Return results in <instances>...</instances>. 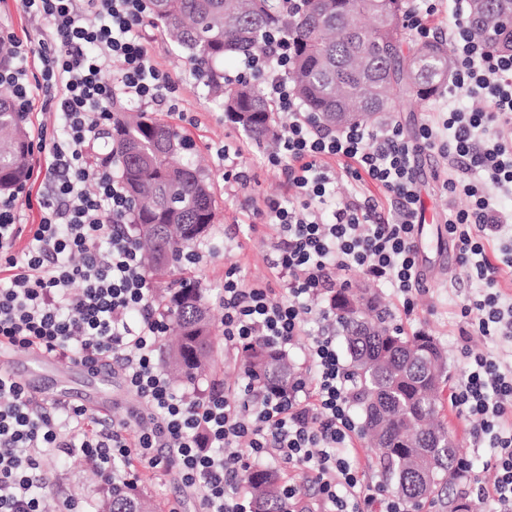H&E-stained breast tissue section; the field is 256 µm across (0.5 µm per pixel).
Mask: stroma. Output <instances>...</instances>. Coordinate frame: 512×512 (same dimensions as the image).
<instances>
[{"instance_id": "obj_1", "label": "stroma", "mask_w": 512, "mask_h": 512, "mask_svg": "<svg viewBox=\"0 0 512 512\" xmlns=\"http://www.w3.org/2000/svg\"><path fill=\"white\" fill-rule=\"evenodd\" d=\"M14 33L18 40L35 43L42 37L43 24L30 17L22 8L21 0H0V29ZM152 55L161 71L183 82L176 92L177 111H168L166 105L147 106L149 115L160 117L179 127L190 136L201 158L204 173L209 178L217 198L215 220L203 243L207 250L194 264L193 276L203 290L210 309L213 325H220L224 310L218 303V292L224 286V274L230 266H237L249 280L258 281L269 276L265 255L269 246V231L259 225L255 210L263 199L284 194L282 177L263 166L264 146L251 140L224 115L217 102L207 93L201 82L190 74L191 64L183 53L169 41L161 30H154ZM240 149V164L249 177L247 185L230 190L224 181V167L216 152L223 147ZM419 190L423 222L417 236L420 266L423 273L422 290L415 296V308L405 313L393 288L372 282L357 270L346 272L350 282L359 283L375 292L386 308L393 324L401 326L406 334L428 333L445 349L448 379L456 381L462 368V353L495 350L503 343L501 337L473 335L462 337L460 308L466 298L482 292V285L472 278L467 266L458 260L445 221L449 207H467L466 197L448 199L440 190V179L448 171V162L436 153H425L417 159ZM217 366L210 378L211 385L223 390L229 400L242 398L247 377L239 364V353L224 345L215 348ZM59 377L69 379L72 387L90 393L107 408L106 419L122 420L130 407L120 368H113L107 382H99L68 365L56 364ZM442 420L459 440L473 469L470 475L456 481L449 499L428 504L427 512H450L449 501L467 505L470 512H487L480 502V484L488 482L486 465L493 454L487 445H474L469 436V423L460 417L451 405H444ZM44 480L39 493L46 512H53L58 498L71 495L83 501L86 512H98L109 488L93 462L80 454L64 458L50 457L43 464ZM138 490L168 512L171 504H179L181 512H198L196 495L185 488L179 470L174 466L146 470Z\"/></svg>"}]
</instances>
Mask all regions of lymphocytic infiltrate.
I'll return each mask as SVG.
<instances>
[{
    "instance_id": "1",
    "label": "lymphocytic infiltrate",
    "mask_w": 512,
    "mask_h": 512,
    "mask_svg": "<svg viewBox=\"0 0 512 512\" xmlns=\"http://www.w3.org/2000/svg\"><path fill=\"white\" fill-rule=\"evenodd\" d=\"M22 6L43 19L46 36L35 46L15 41V60L0 70V84L11 88L18 111L55 108L61 134L38 144L54 177L39 200V223L24 229L18 193L0 197V350L37 349L92 369L119 360L127 389L149 412L93 426L86 407L36 400L0 369V512H45L35 493L44 456L77 450L115 483H135L143 467L176 465L182 482L200 493L204 512H253L251 497L233 484L265 463L307 468L318 491L316 512H404L400 499L367 482L348 452L356 426L349 372L336 351V311L312 310L306 301L332 291L338 272L357 268L390 284L404 310L413 311L421 280L415 158L436 151L455 171L442 180V192L470 200L467 208H449L448 235L461 263L486 286L461 316H477L480 335L512 340V315L498 307L499 277L512 269V247L493 259L485 251L486 242L512 234V211L498 196L512 190V137L504 135L512 130V53L474 34L467 0H413L404 25L416 39L431 35L426 18L450 13L456 68L444 93L445 115L412 137L396 123L318 125L288 81L285 31L263 35L241 71L227 73L231 82L244 71L261 76L264 95L288 116L266 164L285 177L290 199L267 198L257 211L275 232L268 253L273 283L246 282L232 268L224 276V343L238 349L257 338L281 347L303 340L310 370L285 392L263 389L238 403L213 393L201 401L177 394L154 363L167 324L139 244L125 228L127 189L89 157L111 121L112 101H161L175 85L153 64L138 29L145 0H22ZM34 56L42 79L33 84ZM108 65L116 79L105 78ZM463 98L484 100L488 108L460 110ZM330 158L341 160L347 178L393 196L392 219L377 216V200L354 195L325 216L322 206L336 194ZM473 170L482 173L481 182L467 180ZM21 237L28 243L14 252ZM278 287L284 296L276 302ZM312 312L322 326L309 337L304 322ZM450 401L470 421L473 441L494 450L493 479L484 490L490 512H512V363L468 357Z\"/></svg>"
}]
</instances>
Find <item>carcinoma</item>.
Wrapping results in <instances>:
<instances>
[{
    "instance_id": "cac0c4a2",
    "label": "carcinoma",
    "mask_w": 512,
    "mask_h": 512,
    "mask_svg": "<svg viewBox=\"0 0 512 512\" xmlns=\"http://www.w3.org/2000/svg\"><path fill=\"white\" fill-rule=\"evenodd\" d=\"M149 16L189 62L199 68L208 93L222 101L225 116L253 140L275 139L277 107L245 80L224 83V61L259 46L264 30L285 26L293 53L288 72L305 108L330 126L344 104L374 112L373 89L394 109L407 97L435 98L453 76L454 60L441 40H408L403 24L408 0H306L289 22L278 0H149ZM471 23L481 15L490 28L479 33L500 52H512V0H471ZM190 141L177 129L145 112L112 104L111 155L137 202L130 227L152 225L137 239L146 247L149 278L173 277L198 236L186 237L183 224L213 223L215 203L205 174L189 156ZM30 134L27 116L13 99L0 97V194L28 177ZM161 299L168 319L170 363L183 383L208 378L213 333L198 282L181 277ZM336 318L350 358L351 399L360 411L373 451L383 462L406 504L419 507L435 492L445 493L458 476L460 448L440 423L447 362L434 338H408L372 298L343 288L336 292ZM244 373L267 389L288 381V354L262 341L244 350ZM256 512H288L282 482L273 470L242 474ZM102 512H156L133 490L111 489Z\"/></svg>"
}]
</instances>
